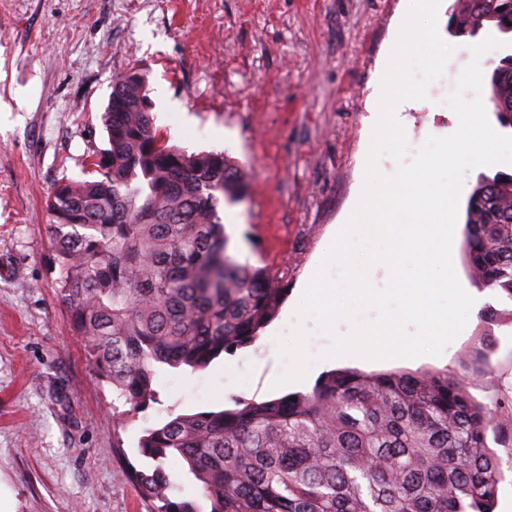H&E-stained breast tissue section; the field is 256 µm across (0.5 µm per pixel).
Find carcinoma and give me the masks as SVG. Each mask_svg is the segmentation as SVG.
Segmentation results:
<instances>
[{
    "label": "carcinoma",
    "instance_id": "obj_1",
    "mask_svg": "<svg viewBox=\"0 0 512 512\" xmlns=\"http://www.w3.org/2000/svg\"><path fill=\"white\" fill-rule=\"evenodd\" d=\"M490 24L512 35V0H457L456 33ZM488 87L512 129V52ZM146 96L143 82L112 80L96 178L62 181L47 201L57 294L128 419L157 402L159 371H203L255 342L288 275L229 257L220 207L247 193L248 175L222 153L161 144L139 109ZM464 249L473 282L512 301V174L480 175ZM492 345L482 337L449 373L337 369L307 393L171 416L143 431L145 464L128 463L125 477L146 512H493L502 467L489 438L500 431L469 392L471 378L492 382ZM171 455L205 506L174 497Z\"/></svg>",
    "mask_w": 512,
    "mask_h": 512
}]
</instances>
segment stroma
I'll use <instances>...</instances> for the list:
<instances>
[{"label":"stroma","instance_id":"stroma-1","mask_svg":"<svg viewBox=\"0 0 512 512\" xmlns=\"http://www.w3.org/2000/svg\"><path fill=\"white\" fill-rule=\"evenodd\" d=\"M405 0H0V512H145L124 479L116 446L169 416L218 411L233 399L278 397L285 369L276 339L364 180L381 81ZM454 52L428 97L401 115L407 152L457 127L448 88L475 40L444 31ZM147 81L153 122L186 153L221 152L249 175L243 201L224 205L237 262L287 270L288 292L257 340L207 370H163L159 401L115 430L112 388L98 382L60 301L46 199L84 176L107 146L101 116L114 77ZM497 322L470 312L438 356L367 361L321 358L330 340L315 322L311 370L457 368L485 333L497 387L473 384L479 402L512 395V300L490 290Z\"/></svg>","mask_w":512,"mask_h":512}]
</instances>
